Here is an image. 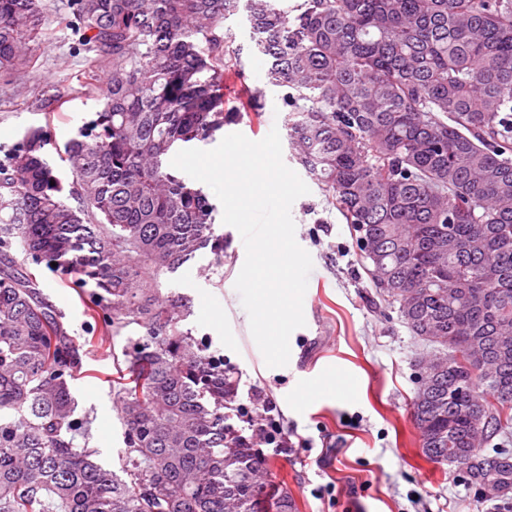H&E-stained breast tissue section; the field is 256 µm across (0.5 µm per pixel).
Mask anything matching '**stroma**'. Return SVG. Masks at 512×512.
Returning <instances> with one entry per match:
<instances>
[{
  "mask_svg": "<svg viewBox=\"0 0 512 512\" xmlns=\"http://www.w3.org/2000/svg\"><path fill=\"white\" fill-rule=\"evenodd\" d=\"M47 2L53 35L40 42L35 67L13 84L0 83L1 151L39 126L64 146L100 107L96 89L86 83L95 64L72 53L71 33L59 24L66 0ZM226 26L238 50L240 76L226 91L228 106L239 113L224 131L257 141L269 127L284 128L282 92L264 83L266 60L254 47L245 14L231 16ZM69 88L74 95L62 109L45 108L54 93ZM249 88L263 91L259 111L243 107ZM282 150L285 164L310 189L294 202L291 215L296 240L313 261L304 297L306 324L290 336L288 365L267 367L252 337L234 287L245 261L235 228L220 220L214 224L224 239L222 262L205 253L162 280L189 298L183 327L224 357L241 380L239 399H246L249 386L261 388L276 402L290 435L305 440L302 448L267 449L266 479L288 487L298 512H500L497 501L477 498L455 466L423 457L411 415L415 364L423 347L396 310L374 311L375 290L348 224L290 142H283ZM35 274L80 347L82 367L72 392L88 427L75 434L74 444L98 449L99 461L119 470L124 439L112 392L115 357L128 338L145 330L133 323L119 334L106 332L101 317L91 314L87 294L61 272L40 266Z\"/></svg>",
  "mask_w": 512,
  "mask_h": 512,
  "instance_id": "stroma-1",
  "label": "stroma"
}]
</instances>
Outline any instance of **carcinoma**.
I'll return each instance as SVG.
<instances>
[{
    "instance_id": "1",
    "label": "carcinoma",
    "mask_w": 512,
    "mask_h": 512,
    "mask_svg": "<svg viewBox=\"0 0 512 512\" xmlns=\"http://www.w3.org/2000/svg\"><path fill=\"white\" fill-rule=\"evenodd\" d=\"M240 0H67L74 52L102 107L50 162L29 128L0 159V512H298L230 423L224 360L162 292L224 238L203 190L171 166L233 120L225 22ZM266 82L284 90L300 160L349 224L377 297L422 345L421 451L475 489L512 485V0H245ZM46 0H0V80L34 68ZM25 260L75 270L117 334L120 472L72 394L78 346ZM498 443H493V440Z\"/></svg>"
}]
</instances>
